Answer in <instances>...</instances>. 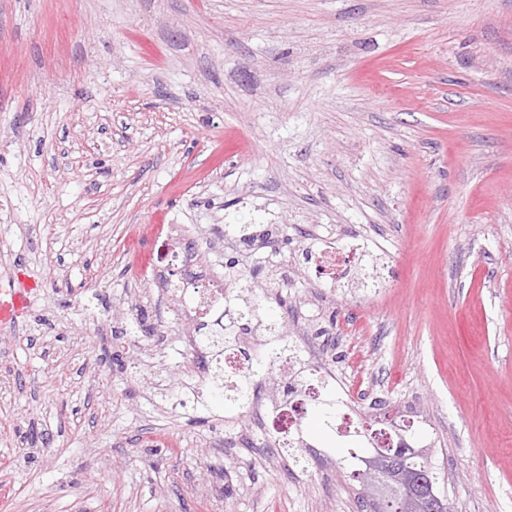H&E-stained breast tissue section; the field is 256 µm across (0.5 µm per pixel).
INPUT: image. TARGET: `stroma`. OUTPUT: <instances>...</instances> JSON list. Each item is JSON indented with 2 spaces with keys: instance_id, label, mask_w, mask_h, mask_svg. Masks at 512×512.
<instances>
[{
  "instance_id": "35a3bbf8",
  "label": "stroma",
  "mask_w": 512,
  "mask_h": 512,
  "mask_svg": "<svg viewBox=\"0 0 512 512\" xmlns=\"http://www.w3.org/2000/svg\"><path fill=\"white\" fill-rule=\"evenodd\" d=\"M329 226L376 289L295 265ZM170 229L288 266L273 320L324 329L352 417L380 398L454 512H512V0H0V281L39 287L0 329V512H362L345 439L306 429L318 472L194 394L145 280ZM140 307L164 344L118 335Z\"/></svg>"
}]
</instances>
